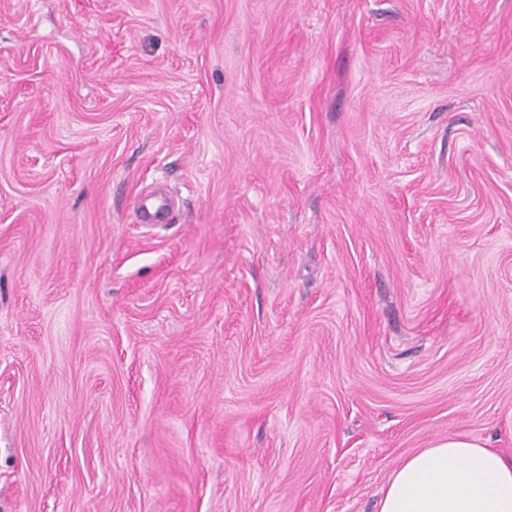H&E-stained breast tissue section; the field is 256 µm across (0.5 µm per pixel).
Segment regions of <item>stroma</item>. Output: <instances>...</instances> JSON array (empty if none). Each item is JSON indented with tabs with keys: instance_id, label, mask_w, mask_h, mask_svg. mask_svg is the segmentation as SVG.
<instances>
[{
	"instance_id": "obj_1",
	"label": "stroma",
	"mask_w": 512,
	"mask_h": 512,
	"mask_svg": "<svg viewBox=\"0 0 512 512\" xmlns=\"http://www.w3.org/2000/svg\"><path fill=\"white\" fill-rule=\"evenodd\" d=\"M451 434L512 457V0H0V512H377ZM138 210L143 221L152 224L168 222L172 212L168 198L160 193L141 198L138 202Z\"/></svg>"
}]
</instances>
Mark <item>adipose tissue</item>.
Listing matches in <instances>:
<instances>
[{
	"instance_id": "1",
	"label": "adipose tissue",
	"mask_w": 512,
	"mask_h": 512,
	"mask_svg": "<svg viewBox=\"0 0 512 512\" xmlns=\"http://www.w3.org/2000/svg\"><path fill=\"white\" fill-rule=\"evenodd\" d=\"M377 512H512V457L452 435L408 455Z\"/></svg>"
}]
</instances>
